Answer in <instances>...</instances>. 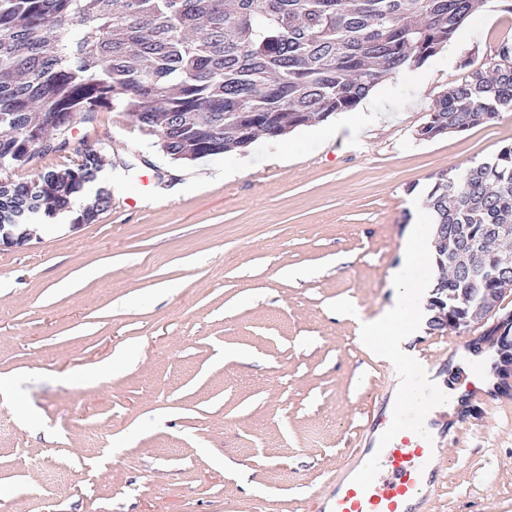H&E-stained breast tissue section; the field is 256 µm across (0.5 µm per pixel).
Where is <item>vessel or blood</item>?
<instances>
[{"mask_svg": "<svg viewBox=\"0 0 512 512\" xmlns=\"http://www.w3.org/2000/svg\"><path fill=\"white\" fill-rule=\"evenodd\" d=\"M423 377V369L411 368L403 404L367 423L378 436L372 456L337 477L322 512H420L442 484L447 472L423 421L431 396Z\"/></svg>", "mask_w": 512, "mask_h": 512, "instance_id": "1", "label": "vessel or blood"}]
</instances>
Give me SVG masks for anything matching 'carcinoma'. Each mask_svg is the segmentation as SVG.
Here are the masks:
<instances>
[{
	"label": "carcinoma",
	"mask_w": 512,
	"mask_h": 512,
	"mask_svg": "<svg viewBox=\"0 0 512 512\" xmlns=\"http://www.w3.org/2000/svg\"><path fill=\"white\" fill-rule=\"evenodd\" d=\"M476 0H0V160L27 165L62 151L77 121L125 113L175 162L242 152L264 135L279 140L313 122L355 110L400 68L438 55L472 15ZM500 64L467 60L468 71L434 99L418 140L489 123L512 112V45ZM58 146L42 145L47 128ZM94 151L39 182H0V225L38 213L77 211L92 224L112 190L81 193L98 180ZM433 224L448 225L435 245L439 267L464 278L433 290L434 330L462 325L484 306L473 291L512 288L491 277L512 251L498 246L512 228V145L462 173L432 175Z\"/></svg>",
	"instance_id": "carcinoma-1"
}]
</instances>
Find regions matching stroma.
<instances>
[{
  "mask_svg": "<svg viewBox=\"0 0 512 512\" xmlns=\"http://www.w3.org/2000/svg\"><path fill=\"white\" fill-rule=\"evenodd\" d=\"M512 14L470 20L456 63L431 59L357 112L276 142L171 162L121 112L77 125L67 151L0 179L61 169L101 148L112 208L0 247V512H305L336 486L375 404L398 378L358 317L392 302V274L433 174L512 143V112L415 139L469 49L495 57ZM481 330L423 329L407 343L451 370ZM99 381L81 373L111 357ZM442 446L426 512H512V391L468 403Z\"/></svg>",
  "mask_w": 512,
  "mask_h": 512,
  "instance_id": "35a3bbf8",
  "label": "stroma"
}]
</instances>
